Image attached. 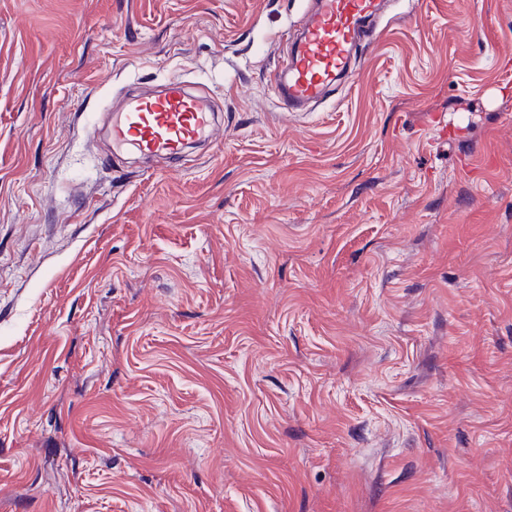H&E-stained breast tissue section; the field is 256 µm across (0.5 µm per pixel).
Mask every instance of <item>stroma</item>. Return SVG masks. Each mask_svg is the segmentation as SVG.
<instances>
[{
	"label": "stroma",
	"instance_id": "obj_1",
	"mask_svg": "<svg viewBox=\"0 0 512 512\" xmlns=\"http://www.w3.org/2000/svg\"><path fill=\"white\" fill-rule=\"evenodd\" d=\"M0 0V512H512V0ZM218 115L113 152L128 96ZM383 0H315L298 41L274 71L275 95L288 112L324 101L351 69L357 45ZM214 113L185 82L169 80L158 95H133L112 114L113 147L139 155L178 159L184 147L209 140Z\"/></svg>",
	"mask_w": 512,
	"mask_h": 512
}]
</instances>
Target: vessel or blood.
Returning <instances> with one entry per match:
<instances>
[{
	"instance_id": "obj_1",
	"label": "vessel or blood",
	"mask_w": 512,
	"mask_h": 512,
	"mask_svg": "<svg viewBox=\"0 0 512 512\" xmlns=\"http://www.w3.org/2000/svg\"><path fill=\"white\" fill-rule=\"evenodd\" d=\"M383 0H314L298 41L271 83L286 111L324 101L351 69L354 53ZM214 113L185 82L169 80L157 95H135L112 115V144L140 155L174 160L193 141L209 139Z\"/></svg>"
}]
</instances>
